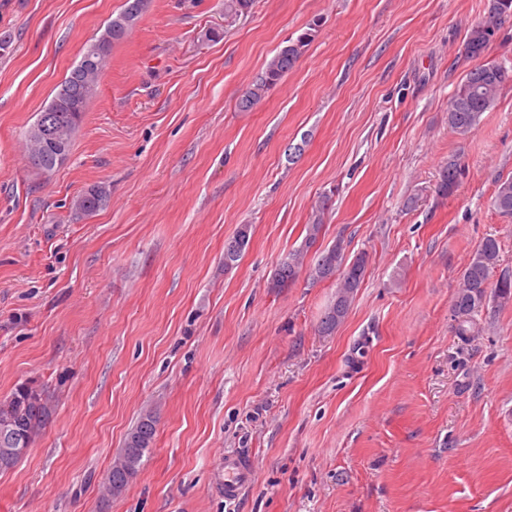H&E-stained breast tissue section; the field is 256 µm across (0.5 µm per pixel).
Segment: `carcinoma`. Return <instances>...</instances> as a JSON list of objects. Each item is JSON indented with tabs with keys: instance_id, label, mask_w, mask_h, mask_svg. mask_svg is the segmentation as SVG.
I'll return each mask as SVG.
<instances>
[{
	"instance_id": "1",
	"label": "carcinoma",
	"mask_w": 512,
	"mask_h": 512,
	"mask_svg": "<svg viewBox=\"0 0 512 512\" xmlns=\"http://www.w3.org/2000/svg\"><path fill=\"white\" fill-rule=\"evenodd\" d=\"M253 0H224V18L234 20L248 13ZM148 0H127L124 9L112 17L102 34L86 46L84 55L92 56L102 50L97 66L84 69L75 66L58 85L49 107L55 109L53 116L62 130L65 152H70L75 133L82 121L83 113L72 112L69 103L82 99V109H87L97 82L109 57L112 45L125 39L136 26ZM512 15V0H490L487 13L470 30L466 52L474 57L484 52L493 36L501 28L502 16ZM319 23L314 22L297 35L282 42L267 62L261 77L249 88L239 105L241 110H250L292 70L305 48L318 32ZM512 83V68L499 64L479 65L470 70L454 93L448 107V127L456 135L466 138L480 125L482 115L497 104L498 93L503 86ZM28 158L34 154L43 155L41 163L31 164L40 173H50L57 167V153L42 146L36 131L31 126L25 136ZM462 174L458 157L448 158L441 172L437 192L441 196L453 193ZM109 201V189L94 185L84 191L73 203L76 213L89 216L105 207ZM328 197H320L314 205L315 217L305 226L304 246L288 254L275 269L272 287L286 288L296 282L303 268L304 259L322 235L323 216L327 210ZM491 206L497 212L512 216V178L497 183L491 198ZM347 244L341 237L329 247L315 252L309 265V277L314 282L337 281L336 296L326 309L319 323V332L332 334L348 314L354 296L364 279L366 257L358 254L347 258ZM500 250L496 238L485 237L461 275V283L452 300V312L456 322V334L467 340L479 332L477 316L483 311L488 298L492 297L501 305L512 302V274L501 273L496 282L490 281L491 273L499 266ZM53 416V406L44 389L32 382L15 386L9 396L0 399V430L8 426L17 435V440L31 443L35 436L46 427ZM158 416L154 409L143 410L125 437L123 448L106 472L102 481V502L106 503L120 496L143 465L146 451L151 447L157 433Z\"/></svg>"
}]
</instances>
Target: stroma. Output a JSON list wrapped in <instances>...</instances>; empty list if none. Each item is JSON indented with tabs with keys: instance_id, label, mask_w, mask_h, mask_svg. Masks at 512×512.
<instances>
[{
	"instance_id": "stroma-1",
	"label": "stroma",
	"mask_w": 512,
	"mask_h": 512,
	"mask_svg": "<svg viewBox=\"0 0 512 512\" xmlns=\"http://www.w3.org/2000/svg\"><path fill=\"white\" fill-rule=\"evenodd\" d=\"M125 0H0V398L31 381L54 415L0 472V512H512V303L470 340L451 301L486 236L512 272V84L448 127L474 67H512V22L477 57L489 0H148L112 47L67 160L25 133ZM320 27L253 107L287 38ZM219 37H212V30ZM456 191L436 193L449 157ZM106 184L90 216L73 202ZM328 196L324 249L366 254L328 336L334 281L271 287ZM251 227L232 268L224 243ZM157 436L127 490L100 484L131 427ZM250 478L224 497V460ZM491 206L500 214L512 216V178L497 183Z\"/></svg>"
}]
</instances>
